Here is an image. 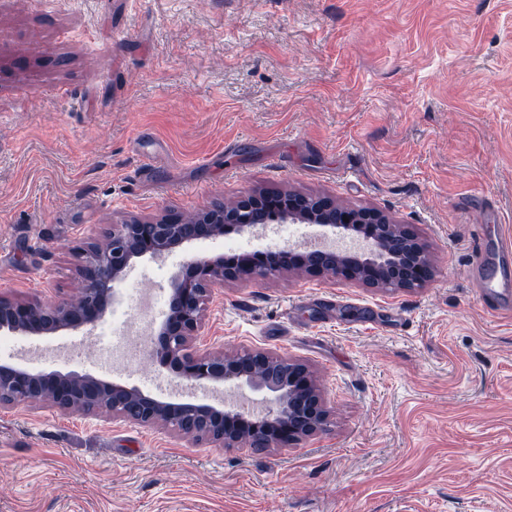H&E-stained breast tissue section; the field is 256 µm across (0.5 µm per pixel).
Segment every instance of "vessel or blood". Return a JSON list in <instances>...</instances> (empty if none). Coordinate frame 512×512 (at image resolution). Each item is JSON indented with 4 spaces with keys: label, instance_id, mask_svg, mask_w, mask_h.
I'll list each match as a JSON object with an SVG mask.
<instances>
[{
    "label": "vessel or blood",
    "instance_id": "vessel-or-blood-1",
    "mask_svg": "<svg viewBox=\"0 0 512 512\" xmlns=\"http://www.w3.org/2000/svg\"><path fill=\"white\" fill-rule=\"evenodd\" d=\"M495 249L498 262L489 263L484 257H476L474 278L481 305L486 310L499 312L512 299V237H497Z\"/></svg>",
    "mask_w": 512,
    "mask_h": 512
}]
</instances>
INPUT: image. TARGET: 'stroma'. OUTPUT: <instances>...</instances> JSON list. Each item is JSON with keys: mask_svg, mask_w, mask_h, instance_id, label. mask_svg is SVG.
Listing matches in <instances>:
<instances>
[{"mask_svg": "<svg viewBox=\"0 0 512 512\" xmlns=\"http://www.w3.org/2000/svg\"><path fill=\"white\" fill-rule=\"evenodd\" d=\"M374 207L426 244V287L300 271L229 283L198 350L308 364L329 410L296 448H224L103 413L0 406V512H512V314L476 298L482 225L512 233V0H0V295L75 298L68 247L136 217L262 193ZM214 241L134 261L113 311ZM70 371L161 400L137 339L117 371L82 330Z\"/></svg>", "mask_w": 512, "mask_h": 512, "instance_id": "obj_1", "label": "stroma"}]
</instances>
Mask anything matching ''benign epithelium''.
<instances>
[{
  "instance_id": "obj_1",
  "label": "benign epithelium",
  "mask_w": 512,
  "mask_h": 512,
  "mask_svg": "<svg viewBox=\"0 0 512 512\" xmlns=\"http://www.w3.org/2000/svg\"><path fill=\"white\" fill-rule=\"evenodd\" d=\"M387 221L377 209L336 208L327 197L315 208L301 194L250 195L234 209L215 205L186 218L166 215L158 220H129L114 224L103 245L94 239L77 240L69 252L79 271V296L52 304H38L0 296V332L34 335L77 330L102 320L115 297L114 284L132 260L156 257L169 250L220 235L254 230L267 224L317 223L341 235H352L369 252H344L336 246L301 249L288 246L295 266L313 277L369 287L403 289L423 287L422 262L428 253L412 249L385 265L389 246L383 228ZM264 251L240 257L197 258L173 277L169 313L151 336V355L174 377L196 385L247 386L271 395L260 416L237 408L184 400L164 401L135 388L76 373H34L0 364V406L20 402H47L64 415L112 416L144 427L162 424L197 440L234 448L249 440L255 448H292L304 438L325 430L328 411L309 367L296 359L263 349L251 358L222 353H200L194 348L200 335L205 305L211 293L236 281L257 283L285 271L271 265Z\"/></svg>"
}]
</instances>
